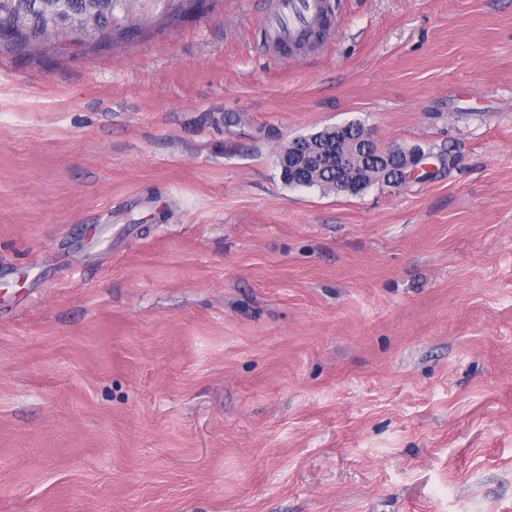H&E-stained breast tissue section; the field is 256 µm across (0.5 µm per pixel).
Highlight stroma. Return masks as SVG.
Here are the masks:
<instances>
[{"instance_id":"stroma-1","label":"stroma","mask_w":512,"mask_h":512,"mask_svg":"<svg viewBox=\"0 0 512 512\" xmlns=\"http://www.w3.org/2000/svg\"><path fill=\"white\" fill-rule=\"evenodd\" d=\"M330 2L0 43V512H512V0ZM349 122L431 178L284 183ZM301 0H279L275 11L265 15L263 31L268 43L275 45L282 52L285 45H293L303 29L298 20L297 11L301 9L306 19L322 13L325 0H304L306 9L302 10Z\"/></svg>"}]
</instances>
